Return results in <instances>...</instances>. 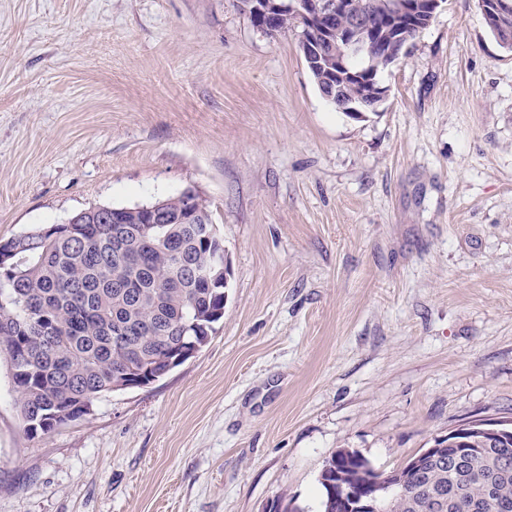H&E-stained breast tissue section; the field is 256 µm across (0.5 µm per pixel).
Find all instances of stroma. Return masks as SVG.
I'll return each instance as SVG.
<instances>
[{
	"label": "stroma",
	"instance_id": "35a3bbf8",
	"mask_svg": "<svg viewBox=\"0 0 512 512\" xmlns=\"http://www.w3.org/2000/svg\"><path fill=\"white\" fill-rule=\"evenodd\" d=\"M362 120L234 0H0V240L195 187L231 261L207 344L29 436L0 353V512H320L512 421V51L445 0Z\"/></svg>",
	"mask_w": 512,
	"mask_h": 512
}]
</instances>
